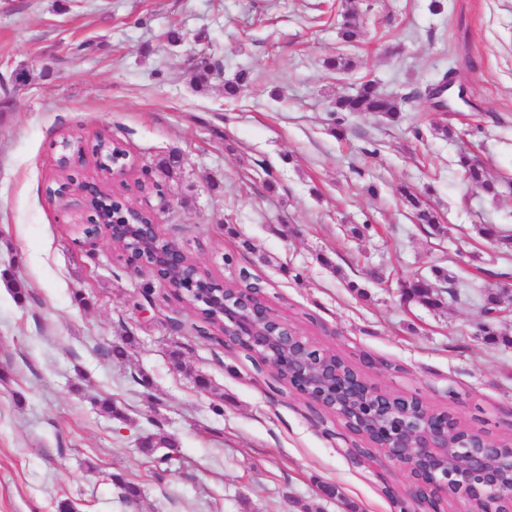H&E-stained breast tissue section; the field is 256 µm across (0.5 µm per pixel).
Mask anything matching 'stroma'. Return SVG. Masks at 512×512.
I'll list each match as a JSON object with an SVG mask.
<instances>
[{"label": "stroma", "instance_id": "obj_1", "mask_svg": "<svg viewBox=\"0 0 512 512\" xmlns=\"http://www.w3.org/2000/svg\"><path fill=\"white\" fill-rule=\"evenodd\" d=\"M351 8L361 34L348 44ZM338 54L349 70L327 69ZM209 55L221 68L193 90L189 69ZM19 68L28 80L0 112V512H399L409 484L353 455L344 422L271 366L201 337L194 309L109 241H85L80 201L46 193L64 140L85 146L75 169L96 181L97 138L120 142L126 200L157 205L134 187L151 172L169 201L162 238L221 283L261 286L315 348L512 439V345L473 329L492 289L477 268L512 273V248L478 232L512 237V0H0V75ZM241 70L249 82L226 101ZM448 71L467 99L442 110L425 90ZM367 80L400 98V120L348 115L336 138L332 101ZM173 151L180 168L159 172ZM462 151L497 196L464 180ZM403 185L426 190L446 234L415 223ZM435 266L460 300L406 301L401 281ZM105 397L124 419L101 413ZM160 429L179 450L163 465L138 446ZM120 478L140 485L136 502Z\"/></svg>", "mask_w": 512, "mask_h": 512}]
</instances>
